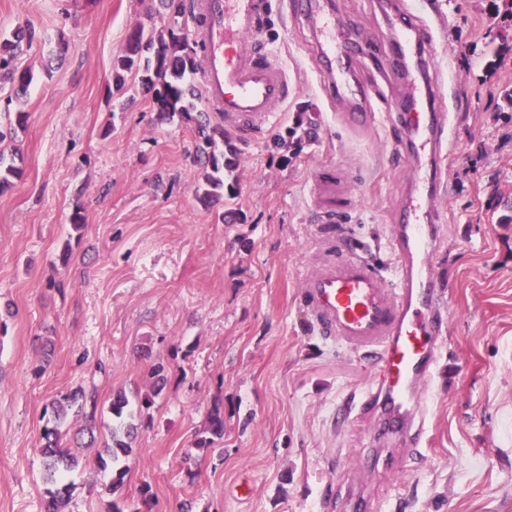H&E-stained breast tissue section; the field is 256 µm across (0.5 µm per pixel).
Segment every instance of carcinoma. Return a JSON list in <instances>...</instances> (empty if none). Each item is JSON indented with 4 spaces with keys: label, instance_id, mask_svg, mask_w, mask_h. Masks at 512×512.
<instances>
[{
    "label": "carcinoma",
    "instance_id": "carcinoma-1",
    "mask_svg": "<svg viewBox=\"0 0 512 512\" xmlns=\"http://www.w3.org/2000/svg\"><path fill=\"white\" fill-rule=\"evenodd\" d=\"M158 2L168 16L167 26L159 31H147L141 25L133 27L125 49L113 64L112 85L115 91L120 92L126 86L128 74L134 71L141 74L142 89L153 99L160 118L169 121L176 118L194 132L196 156L203 168V184L195 187V195L201 204L208 206L236 188L235 172L241 148L237 139L223 125L213 122L208 113L197 108L199 92L190 76L198 70L200 49L197 42L190 39L185 21V17L193 15L192 6L187 4V0ZM33 38L32 31L20 27L8 37H0V90H5L8 84L13 86L6 97L9 104L20 101V94L26 91L33 79L29 70H20L15 64L23 48L32 47ZM14 159L15 155L7 158L0 151V190L8 188L11 179L19 175ZM147 376L153 395H159L167 381L165 365L160 361L150 363ZM133 398L139 400L142 406L151 403L149 397L141 399L136 393L129 396L122 388L113 393L109 411L117 423L110 429L109 438L104 440L102 449L93 456L94 465L103 468L110 461L112 465L119 466L132 453L134 427L124 420V416H133ZM51 407L54 425L44 430L43 455L46 481L55 484L62 473L74 469L83 461L74 453L73 447L94 446L95 436L91 425L94 423L97 400L95 394L80 387L52 403ZM71 412L83 417L84 430L90 433L89 442L73 444L67 440V433L62 428ZM206 432L211 438L200 442L203 447L224 436V413L217 405L209 413ZM66 492L67 489L63 487L51 493L46 512H64L68 503Z\"/></svg>",
    "mask_w": 512,
    "mask_h": 512
}]
</instances>
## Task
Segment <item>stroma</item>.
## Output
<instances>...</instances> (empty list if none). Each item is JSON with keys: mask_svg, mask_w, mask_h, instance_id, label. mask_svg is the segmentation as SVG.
<instances>
[{"mask_svg": "<svg viewBox=\"0 0 512 512\" xmlns=\"http://www.w3.org/2000/svg\"><path fill=\"white\" fill-rule=\"evenodd\" d=\"M271 0L264 50L292 92L270 124L239 130L237 191L204 208L195 138L163 121L112 64L132 27L167 23L157 0H0V34L34 31L17 61L34 79L20 103V178L0 193V512H44L40 452L51 402L77 387L97 397L98 433L118 388L146 394L144 353L167 383L135 411L125 472L68 473L66 512H345L350 485L382 512H512V16L504 0H421L440 37L434 68L452 116L443 160L447 242L435 258L449 330L429 396L422 462L391 448L374 477L355 464L370 420L337 426L339 407L374 374L313 330L297 299L304 274L340 228L389 259L392 214L406 185L388 121L369 135L341 128L313 52V33ZM345 36L384 42L372 0H329ZM315 136L272 140L296 124ZM351 172L341 224L310 220L321 168ZM82 213L85 224L73 229ZM224 411L209 447L206 420ZM117 484L115 493L104 486Z\"/></svg>", "mask_w": 512, "mask_h": 512, "instance_id": "35a3bbf8", "label": "stroma"}]
</instances>
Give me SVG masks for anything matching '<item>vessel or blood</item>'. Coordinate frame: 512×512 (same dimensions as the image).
I'll list each match as a JSON object with an SVG mask.
<instances>
[{
  "mask_svg": "<svg viewBox=\"0 0 512 512\" xmlns=\"http://www.w3.org/2000/svg\"><path fill=\"white\" fill-rule=\"evenodd\" d=\"M291 9L313 24L323 77L330 95L342 104L339 124L357 133L371 131L383 88L351 78L352 50L337 33L324 0H291ZM267 11V0L195 3L205 99L225 124L242 130L265 128L288 100L283 67L249 46L261 35ZM392 15L397 23L387 46H370L367 55L379 73L398 66L412 82L389 117L398 133V153L420 173L394 213L389 261L376 263L363 247H337L304 276L299 302L320 335L369 356L375 369L371 387L354 410H342V418L372 417L375 447L407 448L418 456L428 445V394L448 333V307L433 260L444 230L445 215L434 200L446 191L440 162L450 114L437 84L413 82L431 69L437 27L411 0H395ZM338 191L333 170L318 175L316 213L322 223H341Z\"/></svg>",
  "mask_w": 512,
  "mask_h": 512,
  "instance_id": "b4317fda",
  "label": "vessel or blood"
}]
</instances>
